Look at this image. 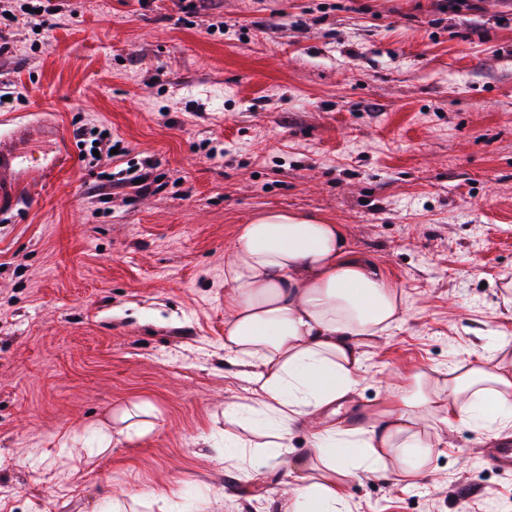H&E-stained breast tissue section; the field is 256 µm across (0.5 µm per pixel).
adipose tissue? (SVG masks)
Masks as SVG:
<instances>
[{
	"instance_id": "adipose-tissue-1",
	"label": "adipose tissue",
	"mask_w": 512,
	"mask_h": 512,
	"mask_svg": "<svg viewBox=\"0 0 512 512\" xmlns=\"http://www.w3.org/2000/svg\"><path fill=\"white\" fill-rule=\"evenodd\" d=\"M398 284L357 254L343 224L267 210L240 225L224 259V350L248 369L273 425L262 450L285 460L292 424L314 422L360 384L366 340L405 319ZM461 419L488 432L512 424V360L494 357L436 378L415 371L373 412L368 426L318 428L309 460H285L293 486L278 512H349L344 492L357 472L427 470L437 443L423 427Z\"/></svg>"
}]
</instances>
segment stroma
<instances>
[{"label":"stroma","mask_w":512,"mask_h":512,"mask_svg":"<svg viewBox=\"0 0 512 512\" xmlns=\"http://www.w3.org/2000/svg\"><path fill=\"white\" fill-rule=\"evenodd\" d=\"M22 2L0 132L72 165L28 208L0 198V512H275L285 471L224 457L225 406L260 408L224 351V254L265 210L347 225L405 293L324 426L512 350V0ZM139 403L152 431L112 439ZM498 444L451 422L421 476L349 479L351 510L512 512Z\"/></svg>","instance_id":"stroma-1"}]
</instances>
